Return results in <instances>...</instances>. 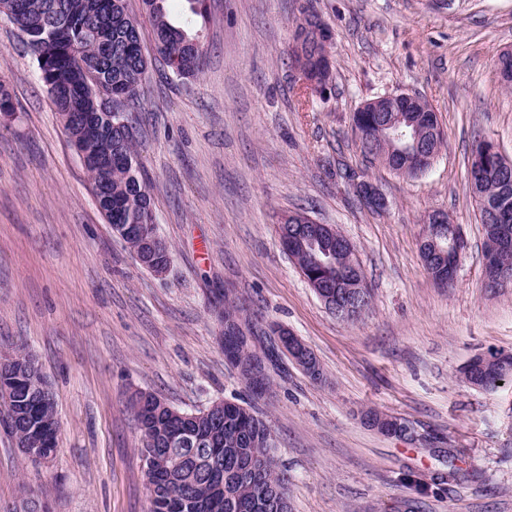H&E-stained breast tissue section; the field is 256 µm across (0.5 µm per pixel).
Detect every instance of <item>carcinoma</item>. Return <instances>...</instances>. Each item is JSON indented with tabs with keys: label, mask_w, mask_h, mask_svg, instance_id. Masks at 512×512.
Listing matches in <instances>:
<instances>
[{
	"label": "carcinoma",
	"mask_w": 512,
	"mask_h": 512,
	"mask_svg": "<svg viewBox=\"0 0 512 512\" xmlns=\"http://www.w3.org/2000/svg\"><path fill=\"white\" fill-rule=\"evenodd\" d=\"M152 26L160 59L179 80L198 78L204 52L200 36L173 25L167 0H141ZM18 31L26 52L36 61L40 78L58 115L79 149L104 159L89 170L101 210L111 224H153L155 215L150 181L139 159L137 137L130 136L122 118L136 124L134 115L148 62L143 54L140 21L127 0H0V16ZM304 52L314 59L309 78L322 83L327 77L326 48L305 41ZM112 96V120L96 116L99 131L82 135L84 113L97 112L99 92ZM322 244L310 242L296 252L305 274L326 289L343 278L346 264L320 266L312 254ZM224 351L239 358H254L256 350L242 339ZM512 368H476L464 373L473 386L493 387ZM144 442L159 459L147 482L150 512H274L270 495L287 494L288 476L279 466L244 470L247 462L275 458L269 425L255 406L224 402V414L215 417L196 411L192 421L166 408L148 415L130 400ZM32 450L24 458L43 461L49 451L36 448L38 434L25 429Z\"/></svg>",
	"instance_id": "carcinoma-1"
}]
</instances>
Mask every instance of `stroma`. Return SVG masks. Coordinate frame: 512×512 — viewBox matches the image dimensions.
<instances>
[{
	"mask_svg": "<svg viewBox=\"0 0 512 512\" xmlns=\"http://www.w3.org/2000/svg\"><path fill=\"white\" fill-rule=\"evenodd\" d=\"M207 17L171 0L169 20L203 35L199 80L149 57L138 107L140 153L171 260L144 268L99 212L82 162L23 51L0 17V76L17 109L0 119V350L24 344L56 402L58 446L24 460L0 431V512L24 495L50 512H149L143 438L130 397L149 392L194 412L249 400L224 362L225 292L287 327L323 376L274 374L258 409L269 424L290 512H512V382L471 386L475 356L512 353V287L489 289L483 229L467 162L473 141L512 158V88L496 59L512 48V0H209ZM313 5L332 29L333 79L305 95L288 58L293 25ZM432 105L444 142L411 179L365 164L353 114L387 93ZM378 185L383 211L344 176ZM447 212L466 247L438 285L419 251L422 220ZM303 212L351 241L372 294L336 318L284 251L282 214ZM402 418L433 442L368 426ZM459 471L418 492L404 475Z\"/></svg>",
	"mask_w": 512,
	"mask_h": 512,
	"instance_id": "obj_1",
	"label": "stroma"
}]
</instances>
